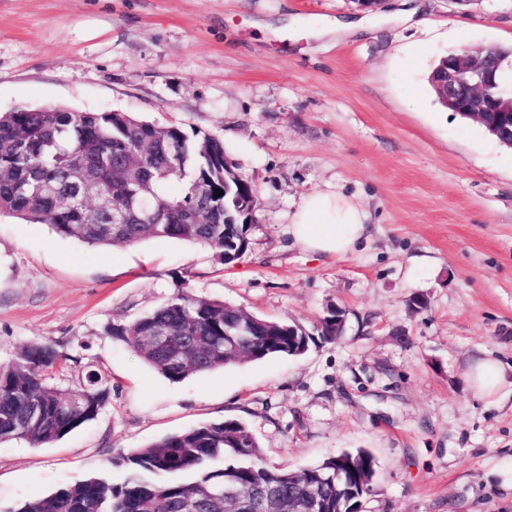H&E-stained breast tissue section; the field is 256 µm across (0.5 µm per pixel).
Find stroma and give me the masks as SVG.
<instances>
[{"label":"stroma","instance_id":"stroma-1","mask_svg":"<svg viewBox=\"0 0 512 512\" xmlns=\"http://www.w3.org/2000/svg\"><path fill=\"white\" fill-rule=\"evenodd\" d=\"M361 35L316 37L356 0H0V112H132L223 141L258 208L249 247L217 264L167 238L95 247L0 215V367L21 348L61 356L54 385L108 375L99 416L30 447L0 441V512L197 424L244 422L268 466L344 451L376 460L362 512H512V383L470 385L473 358L512 365V149L442 107L428 85L461 48L512 45V0H425ZM338 186L372 215L336 260L288 233L300 196ZM251 313L343 335L301 357L172 382L117 328L181 284Z\"/></svg>","mask_w":512,"mask_h":512}]
</instances>
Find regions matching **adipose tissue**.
I'll use <instances>...</instances> for the list:
<instances>
[{
  "label": "adipose tissue",
  "mask_w": 512,
  "mask_h": 512,
  "mask_svg": "<svg viewBox=\"0 0 512 512\" xmlns=\"http://www.w3.org/2000/svg\"><path fill=\"white\" fill-rule=\"evenodd\" d=\"M370 214L340 190L303 194L288 216L293 240L306 251L338 259L353 253L369 235Z\"/></svg>",
  "instance_id": "adipose-tissue-1"
}]
</instances>
